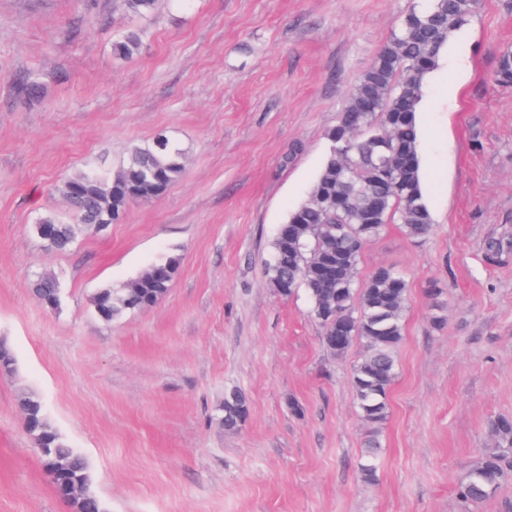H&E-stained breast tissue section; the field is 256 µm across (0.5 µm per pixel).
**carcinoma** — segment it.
<instances>
[{
	"instance_id": "cac0c4a2",
	"label": "carcinoma",
	"mask_w": 512,
	"mask_h": 512,
	"mask_svg": "<svg viewBox=\"0 0 512 512\" xmlns=\"http://www.w3.org/2000/svg\"><path fill=\"white\" fill-rule=\"evenodd\" d=\"M129 13L153 15L157 0H125ZM480 7V0H429L406 12L372 65L355 82L338 123L327 134V157L308 200L277 228L265 276L282 297L304 290L312 315L324 329L323 340L336 354L362 344L361 358L351 372L357 411L367 426L360 475L372 483L377 476L379 433L389 414L388 397L396 378L397 353L403 339L408 295L407 275L394 266L380 265L364 280L358 265L367 243L397 224L414 241L424 240L432 215L422 187L417 107L424 78L434 70L449 37ZM141 36L129 30L112 43L113 54L131 59L139 53ZM496 81L512 84V53L499 60ZM184 171L181 150L168 138L134 145L119 170L87 171L65 180L59 191L78 224H114L129 203L162 195ZM55 229L54 250H67L74 240L73 225L53 214L39 219ZM512 250V242H487L486 259L494 261ZM180 267L179 259L156 262L134 280L98 290L92 306L106 322L156 304L168 292ZM42 301L57 293L56 279L36 280ZM27 433L35 447L50 438L55 456L43 458L47 470L69 465L84 488L83 512H103L91 491L86 459L69 447L33 392L21 399ZM217 420L226 431L244 423L246 397L239 391L224 395ZM498 447L471 468L459 494L478 505L495 495L512 474V418L499 416L489 424Z\"/></svg>"
}]
</instances>
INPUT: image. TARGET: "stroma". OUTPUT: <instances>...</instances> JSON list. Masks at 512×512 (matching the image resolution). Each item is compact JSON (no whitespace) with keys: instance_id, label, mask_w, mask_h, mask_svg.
<instances>
[{"instance_id":"obj_1","label":"stroma","mask_w":512,"mask_h":512,"mask_svg":"<svg viewBox=\"0 0 512 512\" xmlns=\"http://www.w3.org/2000/svg\"><path fill=\"white\" fill-rule=\"evenodd\" d=\"M416 0H0V512H72L24 427L40 396L82 454L104 512H512V479L479 505L460 484L512 417V0H482L440 54L418 113L433 230L422 243L389 225L360 276H409L398 373L377 478L363 483L366 426L349 384L362 348L331 353L304 291L266 283L270 244L305 202L327 133L356 80ZM143 32L137 56L112 42ZM38 75L40 97L17 93ZM178 141L185 171L65 253L34 232L71 216L59 187L116 172L129 147ZM179 272L154 306L103 321L90 302L159 258ZM53 276L60 303L34 294ZM250 415L211 419L227 391Z\"/></svg>"}]
</instances>
